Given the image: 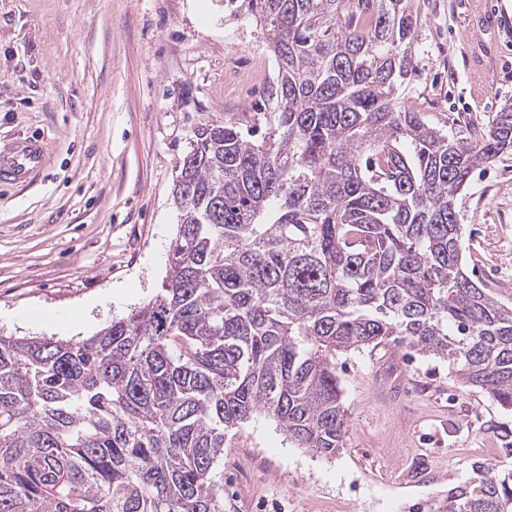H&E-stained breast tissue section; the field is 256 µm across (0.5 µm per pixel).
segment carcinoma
Returning <instances> with one entry per match:
<instances>
[{
    "instance_id": "obj_1",
    "label": "carcinoma",
    "mask_w": 512,
    "mask_h": 512,
    "mask_svg": "<svg viewBox=\"0 0 512 512\" xmlns=\"http://www.w3.org/2000/svg\"><path fill=\"white\" fill-rule=\"evenodd\" d=\"M239 8L278 62L268 132H194L156 298L80 340L0 336V512H224V438L253 415L343 447L351 350L437 355L512 410V306L471 284L456 209L512 151V105L470 142L400 105L414 0ZM440 512H512V470Z\"/></svg>"
}]
</instances>
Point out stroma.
<instances>
[{
	"label": "stroma",
	"mask_w": 512,
	"mask_h": 512,
	"mask_svg": "<svg viewBox=\"0 0 512 512\" xmlns=\"http://www.w3.org/2000/svg\"><path fill=\"white\" fill-rule=\"evenodd\" d=\"M405 106L469 140L512 103V0H417ZM278 66L227 0H0V142L44 137L40 174L0 183V335L87 337L154 297L196 129L263 133ZM464 269L512 305V152L456 199ZM343 448L298 447L265 414L228 432L224 512H437L474 464L512 469V413L447 362L404 348L341 354Z\"/></svg>",
	"instance_id": "stroma-1"
}]
</instances>
